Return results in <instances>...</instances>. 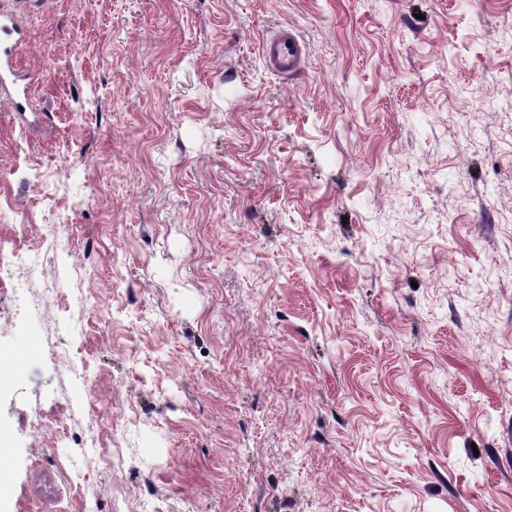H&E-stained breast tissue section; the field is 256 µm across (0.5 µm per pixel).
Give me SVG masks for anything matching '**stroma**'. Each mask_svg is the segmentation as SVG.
<instances>
[{
	"label": "stroma",
	"instance_id": "stroma-1",
	"mask_svg": "<svg viewBox=\"0 0 512 512\" xmlns=\"http://www.w3.org/2000/svg\"><path fill=\"white\" fill-rule=\"evenodd\" d=\"M0 12V258L79 272L0 282V512H512V0ZM23 47V38L16 19L11 14H0V96H5L17 112H26L29 87L20 83L15 62ZM262 53L270 69L290 74L303 66L306 45L295 31L282 27L275 35L265 39ZM22 265L27 270V277L21 288L16 290L14 300L19 309L28 308L31 303L32 286L39 285L42 297L48 301L57 293V285L60 281L48 282L45 277L43 262L38 255L26 254L22 258ZM29 358L23 354H3L0 353V383L16 378L21 375V369L26 368Z\"/></svg>",
	"mask_w": 512,
	"mask_h": 512
}]
</instances>
